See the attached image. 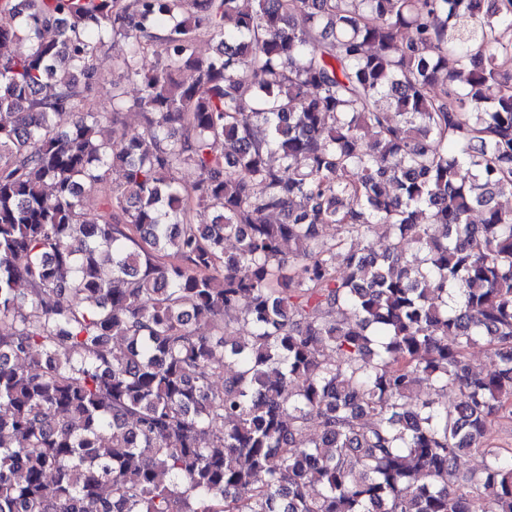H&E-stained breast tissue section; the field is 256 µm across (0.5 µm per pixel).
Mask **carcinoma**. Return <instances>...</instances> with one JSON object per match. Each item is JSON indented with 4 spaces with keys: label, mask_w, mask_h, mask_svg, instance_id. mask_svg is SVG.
Instances as JSON below:
<instances>
[{
    "label": "carcinoma",
    "mask_w": 512,
    "mask_h": 512,
    "mask_svg": "<svg viewBox=\"0 0 512 512\" xmlns=\"http://www.w3.org/2000/svg\"><path fill=\"white\" fill-rule=\"evenodd\" d=\"M253 2L0 14V512H512V0ZM127 43L118 37L113 42L106 40L100 46L97 58L99 69V83L96 90V102L99 107L110 109L112 98V84H119L131 99L138 95V86L128 83L123 76L121 60L127 51Z\"/></svg>",
    "instance_id": "cac0c4a2"
}]
</instances>
